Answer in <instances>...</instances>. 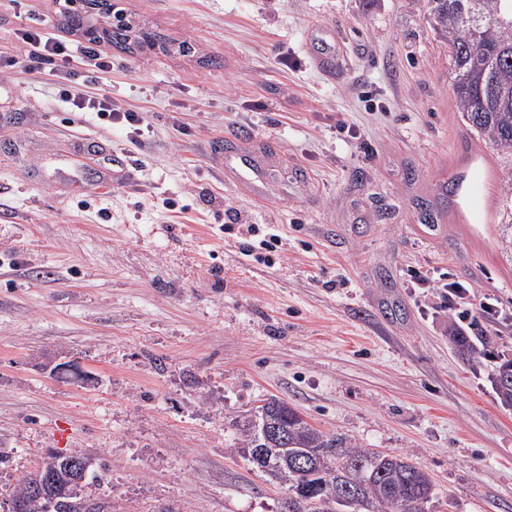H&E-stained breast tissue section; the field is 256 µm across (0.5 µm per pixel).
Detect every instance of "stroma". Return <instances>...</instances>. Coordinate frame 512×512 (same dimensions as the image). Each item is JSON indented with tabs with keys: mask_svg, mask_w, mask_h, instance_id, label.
<instances>
[{
	"mask_svg": "<svg viewBox=\"0 0 512 512\" xmlns=\"http://www.w3.org/2000/svg\"><path fill=\"white\" fill-rule=\"evenodd\" d=\"M168 42L102 43L112 69L25 70L56 0H0V499L47 452L106 463L112 512H280L230 452L269 396L425 470L435 512H512V219L452 224L471 132L425 0H110ZM335 45L333 69L309 48ZM108 89L139 143L61 97ZM263 168L262 198L222 161ZM275 226L273 265L225 210ZM474 285L486 316L413 287Z\"/></svg>",
	"mask_w": 512,
	"mask_h": 512,
	"instance_id": "35a3bbf8",
	"label": "stroma"
}]
</instances>
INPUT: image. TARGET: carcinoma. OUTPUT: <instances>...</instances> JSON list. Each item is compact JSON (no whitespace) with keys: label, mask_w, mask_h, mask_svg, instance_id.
<instances>
[{"label":"carcinoma","mask_w":512,"mask_h":512,"mask_svg":"<svg viewBox=\"0 0 512 512\" xmlns=\"http://www.w3.org/2000/svg\"><path fill=\"white\" fill-rule=\"evenodd\" d=\"M434 27L448 42L454 73L453 104L461 119L479 138L512 156V0H427ZM69 27L96 41L99 30L87 16L74 14ZM109 42H123L122 26L100 30ZM457 350L472 360L482 356L469 336L449 327ZM512 369V356L504 358L492 377L500 401L512 406V383H498ZM286 450H275L271 468L284 457L313 456L303 476L288 474V487L314 491L308 512H432L438 494L429 475L400 454L380 453L358 446L352 439L331 435L314 427L294 408H288ZM258 447L255 435L242 424L230 450L254 468ZM68 454L49 452L37 467L24 475L9 497L0 501V512H105V503L88 493L101 485L106 465L96 471L68 465ZM51 477L43 494H33L34 484Z\"/></svg>","instance_id":"cac0c4a2"}]
</instances>
